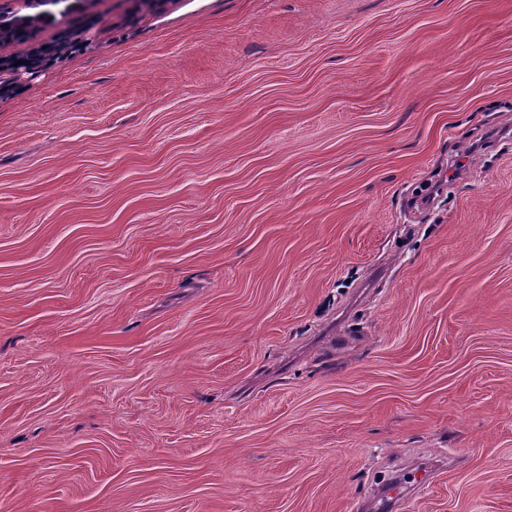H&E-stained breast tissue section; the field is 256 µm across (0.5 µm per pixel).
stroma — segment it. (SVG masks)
<instances>
[{
	"instance_id": "35a3bbf8",
	"label": "stroma",
	"mask_w": 512,
	"mask_h": 512,
	"mask_svg": "<svg viewBox=\"0 0 512 512\" xmlns=\"http://www.w3.org/2000/svg\"><path fill=\"white\" fill-rule=\"evenodd\" d=\"M0 98V512H512V0H84Z\"/></svg>"
}]
</instances>
